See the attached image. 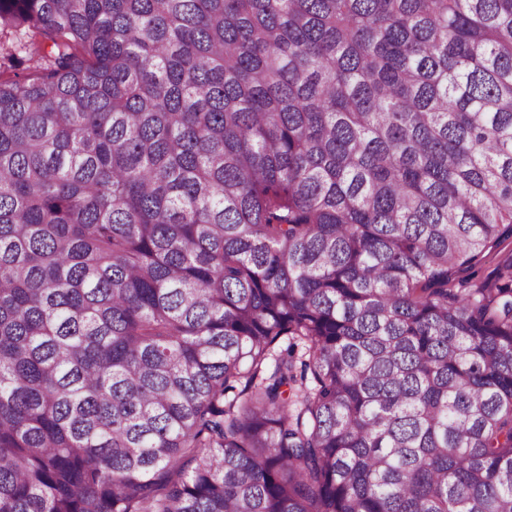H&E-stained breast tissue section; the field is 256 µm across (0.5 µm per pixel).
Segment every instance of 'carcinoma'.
Returning <instances> with one entry per match:
<instances>
[{"mask_svg":"<svg viewBox=\"0 0 512 512\" xmlns=\"http://www.w3.org/2000/svg\"><path fill=\"white\" fill-rule=\"evenodd\" d=\"M0 512H512V0H0ZM28 40L24 30L5 29L0 31V74L2 79L12 78L15 73H22L28 63L22 60L23 54L16 48L20 42Z\"/></svg>","mask_w":512,"mask_h":512,"instance_id":"1","label":"carcinoma"}]
</instances>
